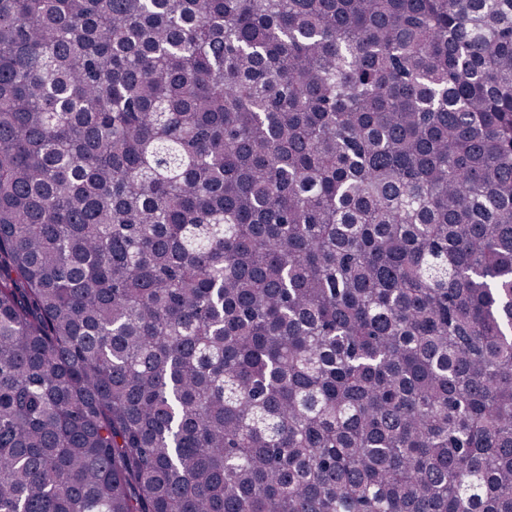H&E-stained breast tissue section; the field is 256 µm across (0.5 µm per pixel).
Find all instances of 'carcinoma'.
Returning <instances> with one entry per match:
<instances>
[{"label":"carcinoma","instance_id":"1","mask_svg":"<svg viewBox=\"0 0 512 512\" xmlns=\"http://www.w3.org/2000/svg\"><path fill=\"white\" fill-rule=\"evenodd\" d=\"M0 512H512V0H0Z\"/></svg>","mask_w":512,"mask_h":512}]
</instances>
